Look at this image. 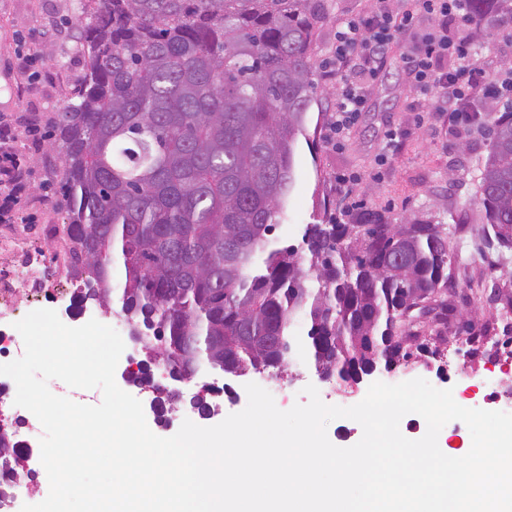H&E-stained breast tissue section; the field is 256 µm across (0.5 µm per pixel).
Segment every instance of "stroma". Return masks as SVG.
I'll list each match as a JSON object with an SVG mask.
<instances>
[{
	"label": "stroma",
	"instance_id": "1",
	"mask_svg": "<svg viewBox=\"0 0 512 512\" xmlns=\"http://www.w3.org/2000/svg\"><path fill=\"white\" fill-rule=\"evenodd\" d=\"M325 19L314 32V62L326 56L337 22L347 15L369 10L374 0H324ZM81 0H0V118L17 129L29 122L39 127V145L19 140L17 156L26 172V189L13 210V219L0 215V268L14 266L6 241L23 234L29 250L45 257L68 259L70 243L63 235L65 213L58 205L62 163L50 151L47 140L58 113L80 79L83 70L76 52L77 22ZM478 58L497 66L512 59V17L501 15L479 32ZM314 89L305 118V132L295 152V178L284 203V217L274 235L283 245L299 244L306 225L324 214L345 207L336 191V177L353 176L352 200L365 207L386 209L396 216L435 218L460 227L461 237L451 249L458 263L467 265L468 277H456L448 285V328L481 327L497 315L503 299L512 295V250L486 247L478 231L484 210L479 202L480 162L488 153L485 132H457L435 120L433 113L417 117L411 110L413 95L395 63H388L382 78L371 87L368 110L349 131L343 147L328 141V123L336 98V86L320 73L312 75ZM403 132L400 147L384 168H377L387 129ZM74 280L53 282L40 298L18 297L16 317L49 308L71 327L104 319L96 304L78 309ZM309 325L297 319L295 346L284 370H267L234 377L223 373L198 375L192 382L163 381L165 389H179L180 399L164 410L151 406V392L128 382L122 390L143 405L150 430L160 437L174 435L184 420L213 426L229 414L242 411L248 402L245 383L276 380L287 405L305 402L307 385H315L329 405L352 406L365 397L369 385L355 387L340 380H320L307 339ZM375 380L396 384L422 378L439 389H452L455 401L466 408L500 410L512 397V360L475 359L456 338L429 341L427 351L417 352L393 372L379 371ZM224 393L210 397L218 412L202 417L193 405L195 395L211 386Z\"/></svg>",
	"mask_w": 512,
	"mask_h": 512
}]
</instances>
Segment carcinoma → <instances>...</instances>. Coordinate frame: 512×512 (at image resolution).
<instances>
[{"label":"carcinoma","mask_w":512,"mask_h":512,"mask_svg":"<svg viewBox=\"0 0 512 512\" xmlns=\"http://www.w3.org/2000/svg\"><path fill=\"white\" fill-rule=\"evenodd\" d=\"M84 72L58 114L77 300L152 322L148 354L179 376L288 363L297 317L316 371L349 383L352 363L408 361L452 279L442 221L340 210L299 246L272 234L294 181L311 101L323 0H86ZM497 0H471L475 25ZM480 165L482 239L512 246V109L493 116ZM166 298L170 312L158 308Z\"/></svg>","instance_id":"cac0c4a2"}]
</instances>
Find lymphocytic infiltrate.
Instances as JSON below:
<instances>
[{"label":"lymphocytic infiltrate","instance_id":"obj_1","mask_svg":"<svg viewBox=\"0 0 512 512\" xmlns=\"http://www.w3.org/2000/svg\"><path fill=\"white\" fill-rule=\"evenodd\" d=\"M469 0H376L358 17L341 20L321 62L324 80L340 82L331 131L343 140L367 108L368 91L391 53L421 101H435L438 114L466 128L476 101L512 96V74L472 56L476 35L468 20ZM18 131L0 121V195L17 199L25 173L10 145Z\"/></svg>","mask_w":512,"mask_h":512}]
</instances>
